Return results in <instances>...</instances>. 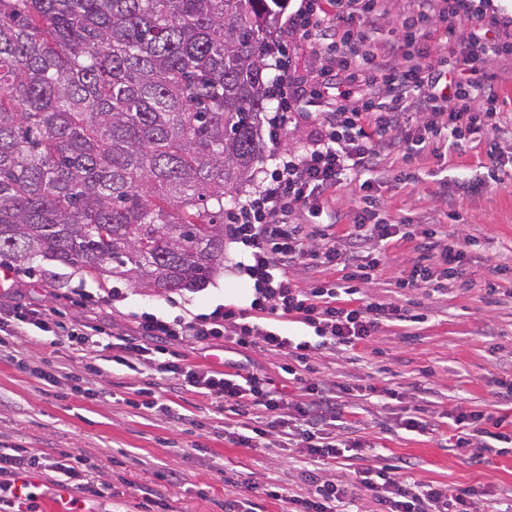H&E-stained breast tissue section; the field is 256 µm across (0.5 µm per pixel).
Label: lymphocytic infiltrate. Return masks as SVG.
Returning a JSON list of instances; mask_svg holds the SVG:
<instances>
[{"label": "lymphocytic infiltrate", "mask_w": 512, "mask_h": 512, "mask_svg": "<svg viewBox=\"0 0 512 512\" xmlns=\"http://www.w3.org/2000/svg\"><path fill=\"white\" fill-rule=\"evenodd\" d=\"M414 2L416 24L378 51L369 45L366 30L383 17L384 0H300L288 29L321 42L328 61L310 90L301 76L281 71L282 110L270 118L269 126L279 132L293 115L315 107L318 127L306 153L274 155L259 191L230 215L234 234L245 248L239 266L253 282L249 306L220 305L170 321L153 314L135 319L140 335L148 339L203 344L228 336L240 347L257 346L288 358V372L302 393L298 400L285 398L264 376L250 371L219 375L173 360L152 366L177 388L222 396L230 411L244 416L242 431L227 435L231 443L263 448L278 437L300 450L310 463L305 492L272 484L253 487L260 497L286 502L288 512H355L366 498L381 512H475L480 503L490 512H501L502 498L483 488L454 494L446 485L415 480L408 461L375 468L359 464L350 479L324 475L344 453L369 450L373 444L356 438L343 422L342 400L352 386L311 379L312 352L356 347L377 336L383 324L405 320L399 304L362 294L386 247L414 243L410 271L396 282L402 289L444 293L448 284L464 278L468 264L463 248L440 245L434 226L413 233L381 218L366 181L361 184L364 205L355 216V231L345 242H337L333 228L338 218L328 210L327 197L341 181L372 171L382 154H436L444 145H457L465 133L495 125L498 95L489 69L497 60L512 57V42L500 37L512 19L486 15L479 0ZM465 17L477 21L478 28L464 46L434 53L424 21L437 20L450 30ZM431 55L436 63H428ZM381 78L387 83V99L377 103L373 95ZM299 265L338 267L343 275L335 283L303 288L290 274ZM284 318L312 329L314 340L285 335L276 326ZM30 326L54 337L66 332L68 339L82 345L90 342L87 331L62 330L48 313L17 302L0 307V330L10 327L22 334ZM453 422L460 431L456 445L468 449L474 464L487 462L496 454L497 443L506 439L500 417L460 410ZM80 463L70 452L51 459L20 448L1 451L0 502L10 500L16 477L42 470L58 473L61 487L74 485L82 493L101 496V487Z\"/></svg>", "instance_id": "1"}]
</instances>
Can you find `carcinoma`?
Wrapping results in <instances>:
<instances>
[{
    "mask_svg": "<svg viewBox=\"0 0 512 512\" xmlns=\"http://www.w3.org/2000/svg\"><path fill=\"white\" fill-rule=\"evenodd\" d=\"M287 0H0V256L167 293L224 264Z\"/></svg>",
    "mask_w": 512,
    "mask_h": 512,
    "instance_id": "carcinoma-1",
    "label": "carcinoma"
}]
</instances>
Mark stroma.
<instances>
[{"mask_svg":"<svg viewBox=\"0 0 512 512\" xmlns=\"http://www.w3.org/2000/svg\"><path fill=\"white\" fill-rule=\"evenodd\" d=\"M269 60L286 61L301 75L325 63L317 43L296 34L289 36L282 51L271 52ZM490 72L499 91L497 126L462 138L451 153L439 157L424 152L407 164L401 154H393L369 174L388 218L422 224L454 206L455 216L444 230L473 259L464 282L444 295L396 288V278L409 270L411 245H393L368 292L412 309L423 315V322L385 323L372 341L342 354L317 352L311 364L315 377L362 388H394L408 397L416 383L430 384L425 414L437 425L432 434L411 435L396 427L398 402L349 397L347 421L379 451L368 457V465L407 459L414 464L417 480L448 485L455 493L482 485L506 495L512 493V449L484 465H473L465 450L455 446L451 419L460 407L496 416L507 412L496 403L495 381L501 363L512 360V297L506 295L512 290V271L503 269L512 262V168H494L491 156L512 157V62L493 63ZM405 165L415 181L397 180ZM464 177L484 182V189L456 192V183ZM361 195L356 181L341 182L329 193L328 206L341 218L335 227L337 239L353 233ZM243 251L241 244L225 237L224 264L209 281L167 294L40 258L25 271L0 261V282L6 287L0 300L55 310L58 321L94 328L100 340L98 352L89 354L66 339L54 350L33 336L0 333V448H27L47 457L79 449L96 482L111 490L102 498L80 496L83 512H142L141 499L128 482L147 469L181 474V485L165 491L174 512H224L225 500L246 496L245 487L224 485L225 471L301 491L306 464L297 452L277 446L255 450L225 440V431L239 429L242 419L225 412L221 397L185 389L174 394L142 360L130 368L112 361L113 337L134 333L136 315L172 318L220 304L246 303L253 288L239 267ZM490 283L499 285L497 297L486 295ZM151 349L157 360L176 353L188 364L217 373L227 372L233 362L267 377L287 398L299 395L284 370L285 358L257 347L244 349L219 339L206 345L155 343ZM60 361L65 369L59 373L55 366ZM51 372L56 379L49 383L44 376ZM167 405L184 414V421L164 416Z\"/></svg>","mask_w":512,"mask_h":512,"instance_id":"35a3bbf8","label":"stroma"}]
</instances>
